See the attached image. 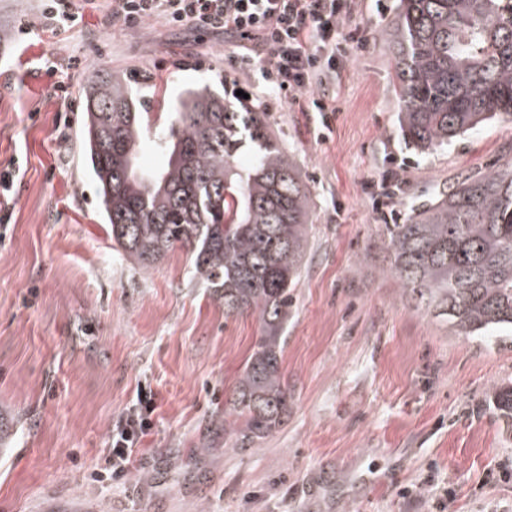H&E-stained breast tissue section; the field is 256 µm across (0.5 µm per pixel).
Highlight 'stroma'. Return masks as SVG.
I'll return each instance as SVG.
<instances>
[{"label": "stroma", "mask_w": 512, "mask_h": 512, "mask_svg": "<svg viewBox=\"0 0 512 512\" xmlns=\"http://www.w3.org/2000/svg\"><path fill=\"white\" fill-rule=\"evenodd\" d=\"M111 0H75L78 25L22 34L41 0H0V169L22 183L0 201V512H512V332L463 338L416 308L385 270L391 194L399 221L458 177L512 160V119L421 154L398 132L382 26L396 0H356L364 47L326 87L336 108L292 112L223 37L149 20L108 27ZM57 74H49L47 62ZM136 79L153 126L189 87L247 93L298 163L314 201L311 245L288 308V419L252 447L208 433L259 334L170 252L137 271L113 248L81 156L84 91L100 70ZM64 90H57V82ZM153 427L127 477L106 466L117 418L141 387Z\"/></svg>", "instance_id": "obj_1"}]
</instances>
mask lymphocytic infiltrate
I'll use <instances>...</instances> for the list:
<instances>
[{
    "mask_svg": "<svg viewBox=\"0 0 512 512\" xmlns=\"http://www.w3.org/2000/svg\"><path fill=\"white\" fill-rule=\"evenodd\" d=\"M353 0H112L110 26L133 31L149 19L168 26L233 34L250 46L246 66L259 70L267 90L289 110L312 105L328 111L325 99L310 98L314 86L336 70L348 44H364L352 26ZM153 392L141 391L136 403L112 430V468L92 471V481L118 482L129 472L142 437L152 427Z\"/></svg>",
    "mask_w": 512,
    "mask_h": 512,
    "instance_id": "lymphocytic-infiltrate-1",
    "label": "lymphocytic infiltrate"
}]
</instances>
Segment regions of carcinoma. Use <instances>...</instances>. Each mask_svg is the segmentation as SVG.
I'll list each match as a JSON object with an SVG mask.
<instances>
[{"instance_id":"carcinoma-1","label":"carcinoma","mask_w":512,"mask_h":512,"mask_svg":"<svg viewBox=\"0 0 512 512\" xmlns=\"http://www.w3.org/2000/svg\"><path fill=\"white\" fill-rule=\"evenodd\" d=\"M382 40L400 102L405 145L430 153L496 116L512 117V0H398ZM140 88L106 70L85 90L84 158L117 250L147 271L176 247L194 276L250 313L260 336L224 407V443L247 446L288 416L282 370L288 300L309 248L313 199L298 166L269 133L262 105L210 88L184 91L164 133V169L146 172ZM254 150L242 171L238 152ZM389 271L416 306L463 337L512 328V162L467 176L404 224L385 225ZM494 408L512 419V386Z\"/></svg>"}]
</instances>
